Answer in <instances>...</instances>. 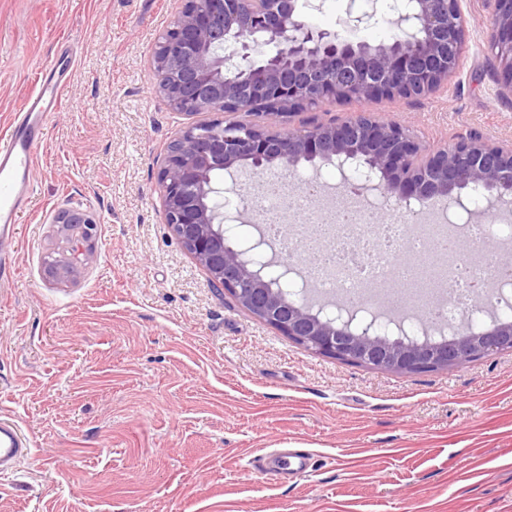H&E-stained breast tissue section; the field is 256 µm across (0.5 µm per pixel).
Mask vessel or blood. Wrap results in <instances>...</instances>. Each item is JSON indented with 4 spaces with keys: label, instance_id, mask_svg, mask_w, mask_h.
<instances>
[{
    "label": "vessel or blood",
    "instance_id": "1",
    "mask_svg": "<svg viewBox=\"0 0 512 512\" xmlns=\"http://www.w3.org/2000/svg\"><path fill=\"white\" fill-rule=\"evenodd\" d=\"M66 95L62 79L43 75L42 81L18 112L8 135L0 137V241L13 237V219L30 192L29 172L35 164L52 112ZM32 453L18 424L0 418V472L13 471Z\"/></svg>",
    "mask_w": 512,
    "mask_h": 512
}]
</instances>
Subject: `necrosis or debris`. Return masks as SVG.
Returning a JSON list of instances; mask_svg holds the SVG:
<instances>
[{"label":"necrosis or debris","instance_id":"necrosis-or-debris-1","mask_svg":"<svg viewBox=\"0 0 512 512\" xmlns=\"http://www.w3.org/2000/svg\"><path fill=\"white\" fill-rule=\"evenodd\" d=\"M318 195L314 184L294 197L272 187L254 191L253 206L269 219L268 243L277 240L276 219L284 207L308 209ZM289 239L309 255L311 270L306 278L311 284L324 295L352 300L365 286L379 288L398 277L416 278L421 259L432 258L433 273L442 276L448 287L447 296L436 304V315L445 326L456 324L483 289L496 284L494 275L482 266L452 263L456 238L443 218L429 220L425 231L417 233L397 222L376 223L372 208L356 204L331 212L314 234L306 225H292Z\"/></svg>","mask_w":512,"mask_h":512}]
</instances>
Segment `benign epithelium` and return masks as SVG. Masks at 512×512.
Segmentation results:
<instances>
[{
  "label": "benign epithelium",
  "mask_w": 512,
  "mask_h": 512,
  "mask_svg": "<svg viewBox=\"0 0 512 512\" xmlns=\"http://www.w3.org/2000/svg\"><path fill=\"white\" fill-rule=\"evenodd\" d=\"M173 27L157 41L149 69L155 93L174 111L214 118L184 126L167 147L158 173L164 223L208 274L211 286L229 293L255 317L315 354L398 373L454 369L494 351L512 350V320L481 325L467 316L438 342L392 339L370 321L353 325L366 311L360 303L337 317L292 300L280 280L257 267L247 251L224 238L223 211L212 172L250 168L257 174L295 169L302 162H358L366 186L406 207L411 201L448 197L460 202L464 189L512 196V146L473 135L424 151L409 130L370 112L304 130L286 129L291 111L340 100L368 102L426 96L458 71L465 29L461 0H403L400 34L391 43H353L312 29L297 0H181ZM495 24L489 43L512 89V0H489ZM349 0L356 28L376 16ZM274 44L263 64L248 62L252 47ZM241 57L245 64L227 63ZM240 114L228 120L224 114ZM257 120H251V117ZM71 239L73 252L92 237L96 220L81 208H63L53 218Z\"/></svg>",
  "instance_id": "7a95c632"
}]
</instances>
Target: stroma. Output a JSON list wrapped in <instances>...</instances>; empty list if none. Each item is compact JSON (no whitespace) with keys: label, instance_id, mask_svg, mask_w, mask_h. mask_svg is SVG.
I'll list each match as a JSON object with an SVG mask.
<instances>
[{"label":"stroma","instance_id":"1","mask_svg":"<svg viewBox=\"0 0 512 512\" xmlns=\"http://www.w3.org/2000/svg\"><path fill=\"white\" fill-rule=\"evenodd\" d=\"M348 0H298L319 31L392 42L398 14L355 28ZM465 45L447 87L420 98L336 102L287 126L361 110L401 123L423 148L474 133L512 144V93L489 47L494 13L463 0ZM179 0H0V134L60 64L65 103L31 174L0 281V414L32 457L0 475V512H512V351L403 374L311 353L209 286L163 222L158 172L186 125L153 90L149 59ZM341 203L333 165L301 163ZM488 194L436 198L453 222L489 221ZM98 222L69 279L52 219ZM306 449L307 473L272 482L246 469Z\"/></svg>","mask_w":512,"mask_h":512}]
</instances>
